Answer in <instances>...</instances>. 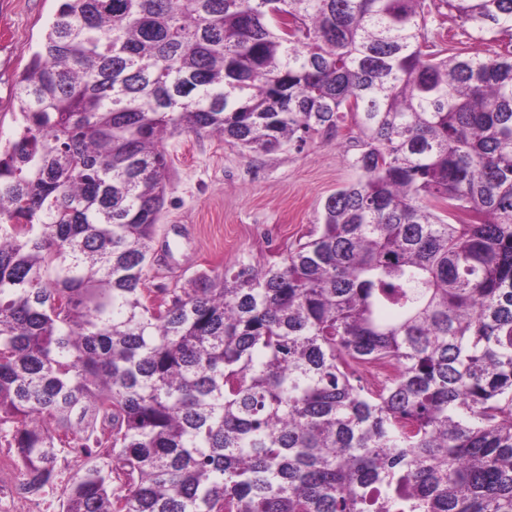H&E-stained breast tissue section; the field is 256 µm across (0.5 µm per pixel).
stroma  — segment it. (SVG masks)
Masks as SVG:
<instances>
[{
  "label": "stroma",
  "instance_id": "1",
  "mask_svg": "<svg viewBox=\"0 0 512 512\" xmlns=\"http://www.w3.org/2000/svg\"><path fill=\"white\" fill-rule=\"evenodd\" d=\"M59 0H0V148L21 118L14 78L37 49ZM171 188L159 221L147 287L175 288L244 259L266 265L322 221L326 199L353 182L336 137L317 135L300 150L245 154L213 135L169 137Z\"/></svg>",
  "mask_w": 512,
  "mask_h": 512
}]
</instances>
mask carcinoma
<instances>
[{"instance_id": "1", "label": "carcinoma", "mask_w": 512, "mask_h": 512, "mask_svg": "<svg viewBox=\"0 0 512 512\" xmlns=\"http://www.w3.org/2000/svg\"><path fill=\"white\" fill-rule=\"evenodd\" d=\"M512 0H61L0 152V441L65 512H512ZM350 127L280 260L146 287L163 141ZM369 372L371 379L363 378ZM441 13L434 14V20L432 23L433 29L440 31L443 35L446 34H454L456 33L455 39L457 41H462L463 44L459 45L464 48L466 52H478V53H486L488 49H493L494 44L488 42H482L480 40H476L475 38H469L467 35L463 34L461 29L458 28L454 17L451 14H448V9L441 8Z\"/></svg>"}]
</instances>
